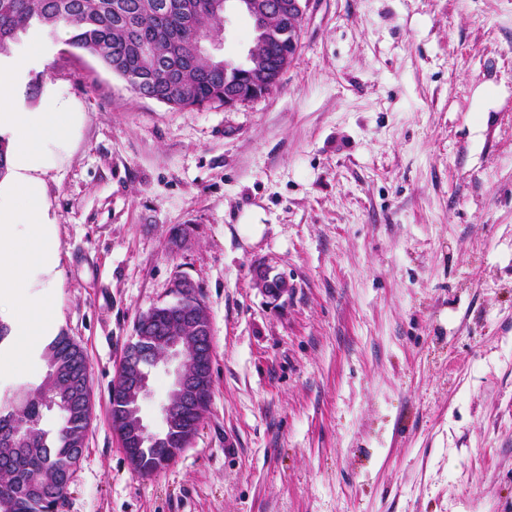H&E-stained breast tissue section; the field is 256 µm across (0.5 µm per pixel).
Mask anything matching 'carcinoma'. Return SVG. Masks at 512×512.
Masks as SVG:
<instances>
[{"instance_id": "cac0c4a2", "label": "carcinoma", "mask_w": 512, "mask_h": 512, "mask_svg": "<svg viewBox=\"0 0 512 512\" xmlns=\"http://www.w3.org/2000/svg\"><path fill=\"white\" fill-rule=\"evenodd\" d=\"M66 25L68 46L85 51L122 77L138 94L177 111L224 105V77L236 78L239 63L224 70V57L194 48L198 34L223 44L224 0H0V55H9L20 34L31 28ZM288 52V44L255 43L250 63ZM162 334L139 340L140 368L151 366V352L166 338L189 336L179 321L161 322ZM46 372L34 386L21 384L0 394V512H59L84 449L91 409L65 404L75 381L90 389L89 365L82 349L61 333L43 348ZM56 401V427L44 425L47 402ZM167 417V436L192 427L202 412L177 408ZM137 393L119 385L114 391L116 431L134 421ZM156 440L140 448L143 473L149 474L174 451L161 455Z\"/></svg>"}]
</instances>
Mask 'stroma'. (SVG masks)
<instances>
[{
	"label": "stroma",
	"mask_w": 512,
	"mask_h": 512,
	"mask_svg": "<svg viewBox=\"0 0 512 512\" xmlns=\"http://www.w3.org/2000/svg\"><path fill=\"white\" fill-rule=\"evenodd\" d=\"M41 37L26 101L78 114L40 173L52 330L85 351L93 405L59 512H512V0H310L272 90L194 112ZM181 278L210 402L145 475L110 396ZM256 286L271 302H277L288 295V282L274 273L270 266H258L253 270Z\"/></svg>",
	"instance_id": "1"
}]
</instances>
